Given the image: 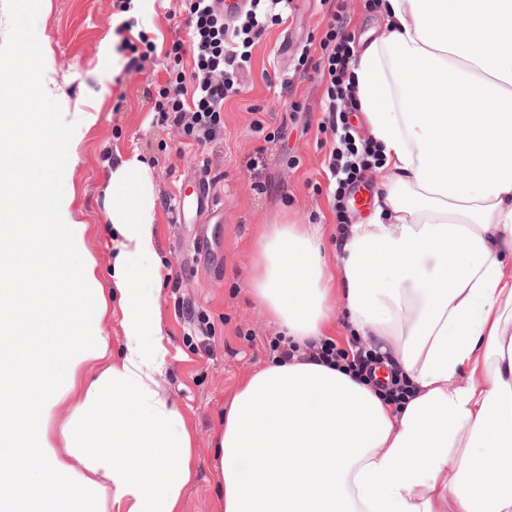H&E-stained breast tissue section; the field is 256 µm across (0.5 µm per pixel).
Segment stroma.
<instances>
[{"mask_svg":"<svg viewBox=\"0 0 512 512\" xmlns=\"http://www.w3.org/2000/svg\"><path fill=\"white\" fill-rule=\"evenodd\" d=\"M122 18L116 0L37 2L28 24L14 34L17 68L0 73V80L14 84L31 64L34 46H41L58 95L26 94L27 111L97 113L76 147L71 183L77 216L92 226L88 246L99 271L112 259L101 194L107 162L133 152L150 162L162 202L157 248L171 270L158 297L169 348L160 385L195 435L196 471L182 512H217L212 441L219 414L238 381L273 357L275 327L248 289L252 244L266 226L284 223L323 225L331 247L341 238L326 167L333 135L319 130L327 115L325 86L294 72L302 47L322 38L331 10L326 0H291L282 23L257 41L243 92L224 106L223 137L202 149L183 147L182 132L162 124L154 110L168 78L165 53L187 37L182 0H142L138 27L157 49L137 66L116 50L113 25ZM256 119L263 133L254 132ZM276 130L280 139L265 142L264 132ZM204 157L205 172L199 166ZM202 176L212 183L217 208L197 223H181L183 187ZM188 305L206 318L211 335L189 322Z\"/></svg>","mask_w":512,"mask_h":512,"instance_id":"1","label":"stroma"}]
</instances>
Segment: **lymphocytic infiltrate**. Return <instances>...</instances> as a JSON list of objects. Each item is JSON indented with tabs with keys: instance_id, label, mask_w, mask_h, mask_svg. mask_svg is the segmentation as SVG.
<instances>
[{
	"instance_id": "lymphocytic-infiltrate-1",
	"label": "lymphocytic infiltrate",
	"mask_w": 512,
	"mask_h": 512,
	"mask_svg": "<svg viewBox=\"0 0 512 512\" xmlns=\"http://www.w3.org/2000/svg\"><path fill=\"white\" fill-rule=\"evenodd\" d=\"M188 41H174L167 56L170 78L158 91L155 110L161 122L182 128L200 146L224 133V103L243 91L242 77L252 64V49L269 26L278 24L289 0H247L233 21L224 18L223 0H183ZM335 9L320 41V56L303 49L295 65L301 76L314 73L326 82L329 128L339 141L332 149L328 170L333 197L343 203L356 183L380 162L370 142H356L349 116L358 111L350 71L354 49L347 31L346 0Z\"/></svg>"
}]
</instances>
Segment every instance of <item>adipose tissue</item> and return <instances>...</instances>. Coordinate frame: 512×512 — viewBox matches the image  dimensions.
<instances>
[{
    "label": "adipose tissue",
    "instance_id": "ef3b65f1",
    "mask_svg": "<svg viewBox=\"0 0 512 512\" xmlns=\"http://www.w3.org/2000/svg\"><path fill=\"white\" fill-rule=\"evenodd\" d=\"M379 8L352 63L384 159L376 209L332 257L318 224L256 242L250 292L281 354L221 415L220 512H512V0ZM18 103L0 87V512H179L193 437L158 384L169 271L152 167L112 162L99 274L69 178L97 115ZM17 129L43 157L19 192L3 136ZM338 320L404 400L312 355Z\"/></svg>",
    "mask_w": 512,
    "mask_h": 512
}]
</instances>
